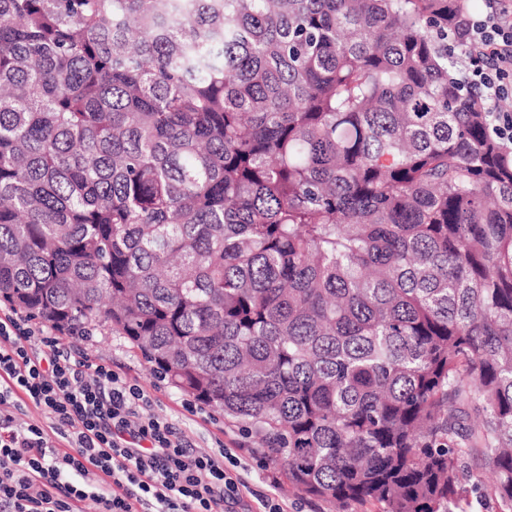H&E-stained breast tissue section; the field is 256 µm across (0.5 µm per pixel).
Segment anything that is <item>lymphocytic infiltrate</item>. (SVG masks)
I'll return each instance as SVG.
<instances>
[{"mask_svg":"<svg viewBox=\"0 0 512 512\" xmlns=\"http://www.w3.org/2000/svg\"><path fill=\"white\" fill-rule=\"evenodd\" d=\"M469 18L464 79L485 99L512 94V10L483 0ZM150 392L55 327L0 310V512H283L275 486L252 490L227 448L202 453Z\"/></svg>","mask_w":512,"mask_h":512,"instance_id":"1","label":"lymphocytic infiltrate"}]
</instances>
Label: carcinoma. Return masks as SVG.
I'll return each instance as SVG.
<instances>
[{"label":"carcinoma","mask_w":512,"mask_h":512,"mask_svg":"<svg viewBox=\"0 0 512 512\" xmlns=\"http://www.w3.org/2000/svg\"><path fill=\"white\" fill-rule=\"evenodd\" d=\"M469 0H0V301L116 333L307 496L512 512V148ZM463 478L467 486L472 483L481 485L480 493L472 492L462 502L467 512H499L500 505L491 488V475L486 462L479 456L465 457Z\"/></svg>","instance_id":"cac0c4a2"}]
</instances>
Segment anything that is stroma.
Returning <instances> with one entry per match:
<instances>
[{"label":"stroma","instance_id":"stroma-1","mask_svg":"<svg viewBox=\"0 0 512 512\" xmlns=\"http://www.w3.org/2000/svg\"><path fill=\"white\" fill-rule=\"evenodd\" d=\"M81 346L95 360L112 365L113 369L148 391L157 400L154 414L165 415L177 421L183 434L200 451L213 450L216 443L236 450L242 467L252 488L264 489L269 481H276L278 492L287 512H328L329 506L322 500L312 498L293 489L286 473L268 465L258 467L252 454V440L237 426L224 419L222 411L205 408L202 414L190 416L184 413L181 404L186 400L184 392L172 388L167 381L159 380L145 361L140 350L121 336L94 335L81 339ZM465 483L480 484V492H473L463 501L465 512H500V505L491 488V475L485 461L476 455L465 459L463 472Z\"/></svg>","mask_w":512,"mask_h":512}]
</instances>
